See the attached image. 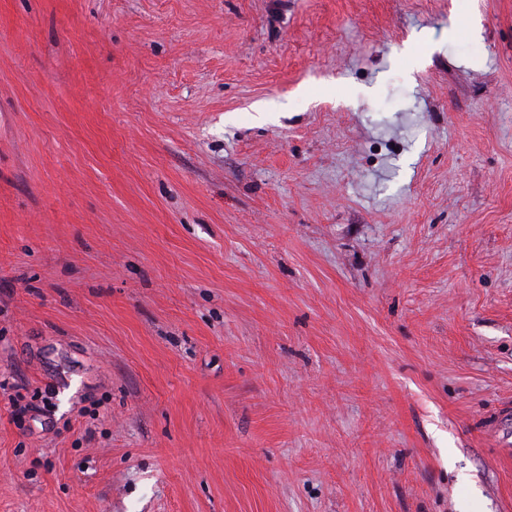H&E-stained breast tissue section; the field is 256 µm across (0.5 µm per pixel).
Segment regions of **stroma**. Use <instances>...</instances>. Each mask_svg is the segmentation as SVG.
Returning a JSON list of instances; mask_svg holds the SVG:
<instances>
[{"label":"stroma","mask_w":512,"mask_h":512,"mask_svg":"<svg viewBox=\"0 0 512 512\" xmlns=\"http://www.w3.org/2000/svg\"><path fill=\"white\" fill-rule=\"evenodd\" d=\"M0 512H512V0H0Z\"/></svg>","instance_id":"stroma-1"}]
</instances>
